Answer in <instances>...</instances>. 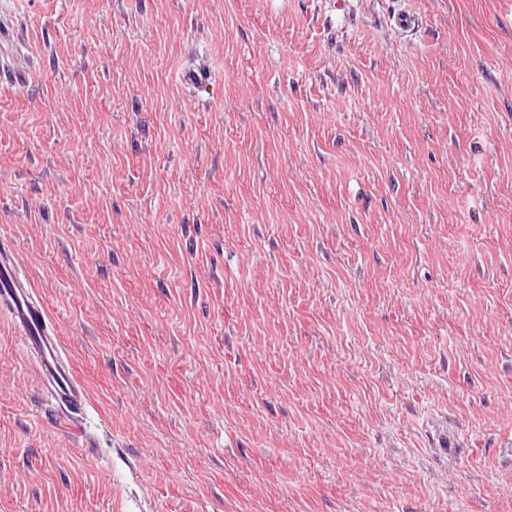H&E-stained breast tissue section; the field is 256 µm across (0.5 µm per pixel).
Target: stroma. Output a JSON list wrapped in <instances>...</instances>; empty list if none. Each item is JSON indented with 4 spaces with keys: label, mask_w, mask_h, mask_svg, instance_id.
I'll return each mask as SVG.
<instances>
[{
    "label": "stroma",
    "mask_w": 512,
    "mask_h": 512,
    "mask_svg": "<svg viewBox=\"0 0 512 512\" xmlns=\"http://www.w3.org/2000/svg\"><path fill=\"white\" fill-rule=\"evenodd\" d=\"M0 231V512H512V0H0ZM8 254L11 255L10 239L2 236L0 310L10 316L23 339L27 354L39 358L58 418L70 427H75L88 403L87 392L78 380L71 362L64 359L60 338L44 306L33 299L32 288H22Z\"/></svg>",
    "instance_id": "obj_1"
}]
</instances>
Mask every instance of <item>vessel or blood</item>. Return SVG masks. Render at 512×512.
Listing matches in <instances>:
<instances>
[{
  "label": "vessel or blood",
  "mask_w": 512,
  "mask_h": 512,
  "mask_svg": "<svg viewBox=\"0 0 512 512\" xmlns=\"http://www.w3.org/2000/svg\"><path fill=\"white\" fill-rule=\"evenodd\" d=\"M9 252V238L1 237L0 310L10 316L27 354L38 357L58 418L67 425H76L88 403L87 392L71 362L64 359L60 338L44 306L34 300L32 289L21 286Z\"/></svg>",
  "instance_id": "vessel-or-blood-1"
}]
</instances>
